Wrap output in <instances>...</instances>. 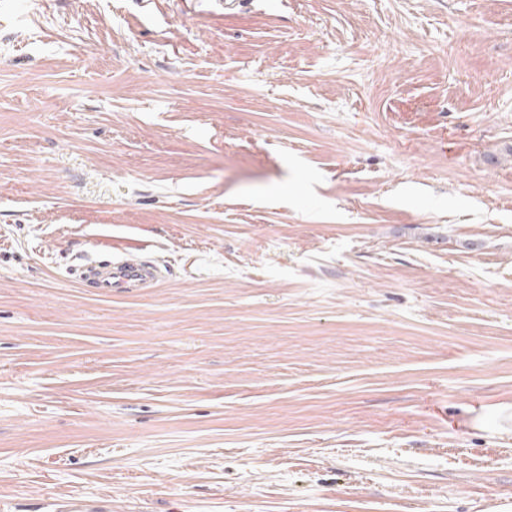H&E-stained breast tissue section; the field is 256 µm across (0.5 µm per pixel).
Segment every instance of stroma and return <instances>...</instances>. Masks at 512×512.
<instances>
[{
    "label": "stroma",
    "mask_w": 512,
    "mask_h": 512,
    "mask_svg": "<svg viewBox=\"0 0 512 512\" xmlns=\"http://www.w3.org/2000/svg\"><path fill=\"white\" fill-rule=\"evenodd\" d=\"M511 146L512 0H0V512H512ZM87 279L102 295H111L112 288H154L159 273L153 264L132 262L121 255H112V261L90 266Z\"/></svg>",
    "instance_id": "1"
}]
</instances>
